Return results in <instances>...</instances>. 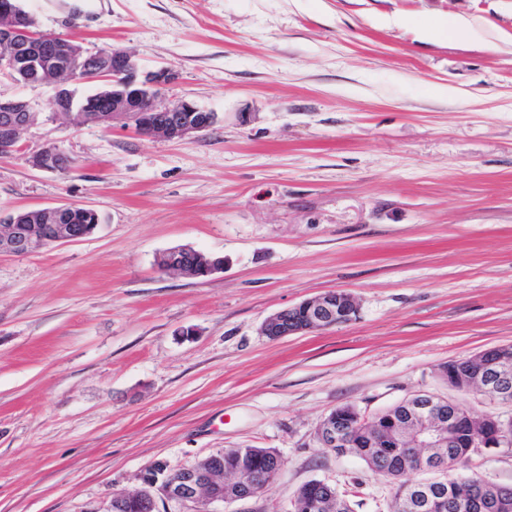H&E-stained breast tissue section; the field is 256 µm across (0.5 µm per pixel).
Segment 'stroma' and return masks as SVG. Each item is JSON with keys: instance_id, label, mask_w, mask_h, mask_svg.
Masks as SVG:
<instances>
[{"instance_id": "obj_1", "label": "stroma", "mask_w": 512, "mask_h": 512, "mask_svg": "<svg viewBox=\"0 0 512 512\" xmlns=\"http://www.w3.org/2000/svg\"><path fill=\"white\" fill-rule=\"evenodd\" d=\"M41 30L172 66L218 116L182 140L49 116L0 156V211L73 203L99 228L0 256V512H103L154 462L273 448L285 464L224 512H287L322 480L356 512L393 486L321 448L337 406L427 390L473 415L443 364L512 344V0H21ZM464 17L482 41L459 40ZM438 25L429 34L430 25ZM55 143L63 173L29 156ZM189 245L224 260L162 272ZM330 291L355 320L272 340V314ZM456 475L512 485V450ZM187 253L195 256L191 264L185 261L184 257ZM159 264L162 270L180 271L196 277L209 276L224 269V260L222 258L211 259L188 245L169 249L162 256Z\"/></svg>"}]
</instances>
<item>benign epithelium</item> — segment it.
<instances>
[{"label": "benign epithelium", "mask_w": 512, "mask_h": 512, "mask_svg": "<svg viewBox=\"0 0 512 512\" xmlns=\"http://www.w3.org/2000/svg\"><path fill=\"white\" fill-rule=\"evenodd\" d=\"M0 74L25 85L47 87L52 91L50 109L66 116L75 126L95 123L106 128L116 120L131 126L146 138L156 136L183 139L206 131L216 122L214 113L184 98H169L166 91L179 83L180 72L172 66L151 70L140 67L135 55L117 46L89 50L76 39L61 33L44 32L33 28L32 16L19 0H0ZM98 83L100 88L85 98L76 97L73 86ZM39 112L23 98H0V155H8L19 148L24 132L36 124ZM34 168L62 172L68 166L67 158L53 144L47 143L31 156ZM72 204L41 209L44 224L53 230L44 235L24 222V218L7 213L0 215V254L24 255L53 244L78 242L90 236L67 223ZM165 271H180L200 277L224 269V262L212 259L190 246L169 249L160 259ZM302 312L300 318H289V313ZM358 313L354 298L345 292H329L278 311L262 325V333L270 339H279L299 333L318 332L348 323ZM512 354L509 347L498 349L493 367L480 371L476 380L484 390L504 403H512V366L507 362ZM402 416L405 422H419L414 432V448H447L452 441V422L444 408V399L428 391H419L403 400ZM497 432L476 438L475 451H493L512 446V438L503 431L512 425L492 415ZM336 416L325 417L318 429V440L323 448L334 450L348 445V430L339 429ZM254 477L237 475L230 481L242 490L232 498L224 497V470L215 469L206 457L190 466L172 470L161 462L138 475L140 486L134 490L112 493L103 512H129L141 501L152 502L154 510L159 503L178 505L196 512L205 505L206 512H221L219 506L245 501L251 495L243 492V483ZM414 499L424 510L432 502L437 487L423 480L414 485Z\"/></svg>", "instance_id": "obj_1"}]
</instances>
